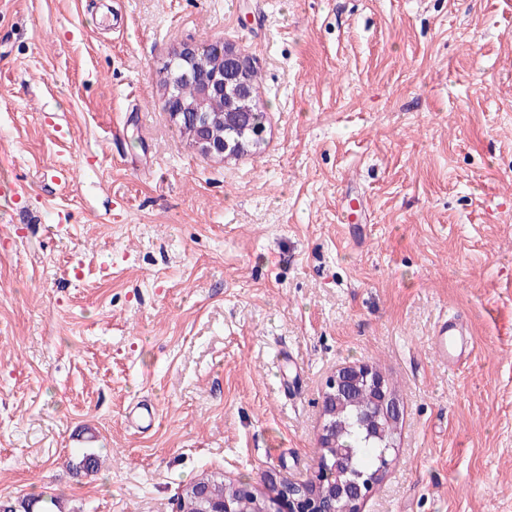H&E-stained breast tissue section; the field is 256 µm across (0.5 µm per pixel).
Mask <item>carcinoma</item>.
I'll use <instances>...</instances> for the list:
<instances>
[{
    "mask_svg": "<svg viewBox=\"0 0 512 512\" xmlns=\"http://www.w3.org/2000/svg\"><path fill=\"white\" fill-rule=\"evenodd\" d=\"M163 83L172 86L178 102L186 112L175 120L179 131L191 141H197L206 132L214 142L224 147V156L237 157L253 152L264 143L265 112L258 97V70L254 66L242 68L238 57L218 55L216 45L201 46L191 63L172 58L165 66ZM224 80V94L216 93L202 112H195V102L201 82ZM344 411L336 417V452L340 453L338 471H333V460L328 467L319 468L326 480L338 482L344 492L336 500L324 498L322 504L336 512H353L356 489L365 492L375 473L392 460L391 444L395 443L396 423L380 418L377 423H365L361 415L371 403L368 389L350 386L343 392ZM194 484L209 488L215 499L228 495L234 498L238 512H256L263 504L260 496H245L233 490H224V479L216 475H202ZM179 512H203L208 504L197 493L177 498Z\"/></svg>",
    "mask_w": 512,
    "mask_h": 512,
    "instance_id": "cac0c4a2",
    "label": "carcinoma"
}]
</instances>
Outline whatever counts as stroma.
<instances>
[{"label":"stroma","mask_w":512,"mask_h":512,"mask_svg":"<svg viewBox=\"0 0 512 512\" xmlns=\"http://www.w3.org/2000/svg\"><path fill=\"white\" fill-rule=\"evenodd\" d=\"M217 40L266 109L237 158L164 109ZM345 363L401 409L363 512H512V0H0V500L307 478ZM467 333L456 318H443L437 323L433 346L442 364L454 367L471 355L473 348L470 349ZM343 377L353 383L362 382L368 385L373 394V407L371 417H377L380 414L391 415L394 411L400 410V403L397 396L392 392L386 383L385 378L372 366L367 364H344L336 369L327 383L323 393L322 410L324 423L319 435L320 456L324 455L322 448L334 447L333 422H328L327 417L336 415V393L339 392L338 385Z\"/></svg>","instance_id":"35a3bbf8"}]
</instances>
